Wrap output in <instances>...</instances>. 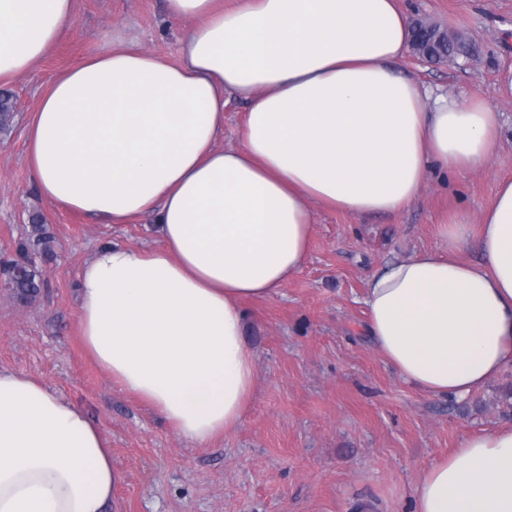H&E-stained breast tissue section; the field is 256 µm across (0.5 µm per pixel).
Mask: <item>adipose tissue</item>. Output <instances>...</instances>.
<instances>
[{"mask_svg": "<svg viewBox=\"0 0 512 512\" xmlns=\"http://www.w3.org/2000/svg\"><path fill=\"white\" fill-rule=\"evenodd\" d=\"M190 22L170 63L114 33L56 77L28 125L40 195L100 224L151 217L156 247H98L80 270L78 325L113 382L181 439L213 443L251 399L243 303L306 262L317 209L394 214L430 169L481 168L500 114L432 94L395 64L412 42L400 0H167ZM75 25V0H0V82ZM246 102L225 149L226 95ZM443 248L368 281L366 332L430 396L463 398L512 364V179L482 212L481 257ZM101 430L39 379L0 370V512H106ZM413 512H512V427L465 437L418 484Z\"/></svg>", "mask_w": 512, "mask_h": 512, "instance_id": "ef3b65f1", "label": "adipose tissue"}]
</instances>
